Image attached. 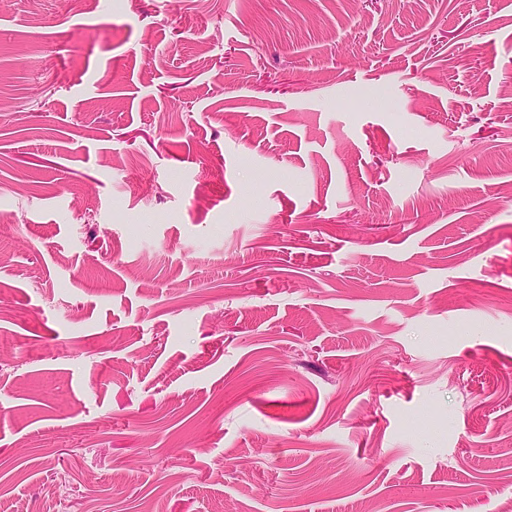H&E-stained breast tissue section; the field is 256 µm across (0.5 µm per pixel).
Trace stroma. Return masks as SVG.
I'll return each instance as SVG.
<instances>
[{"instance_id": "35a3bbf8", "label": "stroma", "mask_w": 512, "mask_h": 512, "mask_svg": "<svg viewBox=\"0 0 512 512\" xmlns=\"http://www.w3.org/2000/svg\"><path fill=\"white\" fill-rule=\"evenodd\" d=\"M512 506V0H0V512Z\"/></svg>"}]
</instances>
